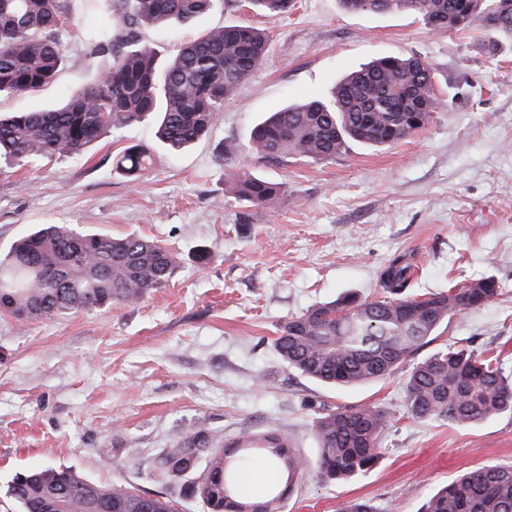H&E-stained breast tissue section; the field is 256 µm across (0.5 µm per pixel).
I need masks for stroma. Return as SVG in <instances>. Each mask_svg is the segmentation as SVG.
I'll return each instance as SVG.
<instances>
[{"mask_svg": "<svg viewBox=\"0 0 512 512\" xmlns=\"http://www.w3.org/2000/svg\"><path fill=\"white\" fill-rule=\"evenodd\" d=\"M266 28L269 53L217 116L177 155L157 152L139 177L120 174L124 147L152 140L149 124L107 137L85 155L0 170V253L42 224L162 240L179 255L169 287L137 304L19 322L0 314V485L46 463L141 491L163 486L151 463L191 428L218 442L272 427L313 458L319 409L377 406L391 418L382 456L346 482L303 477L282 512H340L360 499L377 512H418L462 471L512 465V413L460 426L405 411L409 367L351 388L290 371L271 346L277 327L348 294L373 298L396 256L413 265L409 291L491 276L494 303L455 316L424 347L463 344L497 355L512 380V36L435 31L401 13L345 12L340 0H296L268 18L247 0H215L188 25L141 28L159 61L180 41L226 24ZM417 55L436 73L443 107L391 147L354 145L329 161L263 162L249 134L264 113L327 93L349 71ZM82 43L65 42L55 82L0 98V112L50 107L86 86ZM285 192L242 211L238 170ZM208 247L207 263L197 249Z\"/></svg>", "mask_w": 512, "mask_h": 512, "instance_id": "35a3bbf8", "label": "stroma"}]
</instances>
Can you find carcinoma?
<instances>
[{
	"mask_svg": "<svg viewBox=\"0 0 512 512\" xmlns=\"http://www.w3.org/2000/svg\"><path fill=\"white\" fill-rule=\"evenodd\" d=\"M69 0H0V96L21 95L51 83L65 57L64 37L79 22ZM214 0H111L110 11L84 42L86 58L108 63L90 84L62 105L0 116V164H33L43 157H70L118 130L156 122L163 149L178 153L207 136L224 102L267 60L269 37L248 24L206 30L178 46L159 68L140 37L143 24H186L208 12ZM352 14L400 11L428 25L452 30L491 29L512 34L504 0H340ZM266 17L288 13L294 0H250ZM431 65L415 55L381 57L351 72L329 94L288 105L252 129L251 148L279 163L292 157L331 160L352 144L392 145L429 123L441 109ZM154 148L137 144L117 156V171L134 176L148 169ZM284 186L254 172L236 175L233 195L244 209L264 208ZM176 267L164 244L47 224L18 238L0 256V312L20 322L131 305L169 285ZM412 264L393 259L380 274L385 296L345 299L315 306L282 323L273 348L289 369L341 387L362 385L393 373L465 311L494 302L501 286L492 277L408 296ZM407 413L421 420L481 423L512 412V382L498 359L448 346L413 364L405 390ZM389 412L376 406L318 413V455L309 461L278 446V431L245 430L230 446L218 445L204 428L186 431L153 462L157 478L184 499H200L208 512H281L306 472L343 481L372 468ZM279 467L282 479L265 500L239 495L237 481L255 459ZM4 495L16 512H177L176 501L126 484H102L76 470L44 464L16 473ZM420 512H512V466L468 471L430 496Z\"/></svg>",
	"mask_w": 512,
	"mask_h": 512,
	"instance_id": "obj_1",
	"label": "carcinoma"
}]
</instances>
